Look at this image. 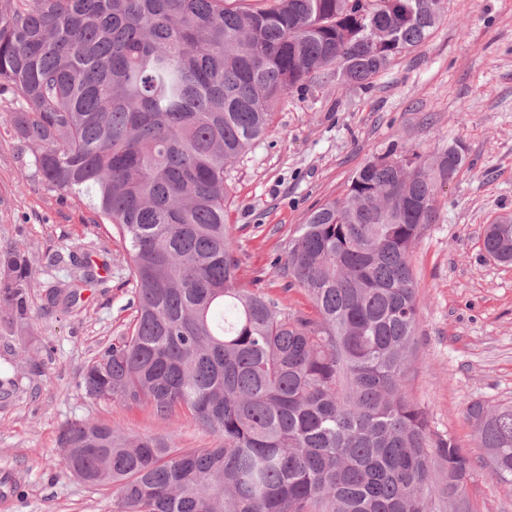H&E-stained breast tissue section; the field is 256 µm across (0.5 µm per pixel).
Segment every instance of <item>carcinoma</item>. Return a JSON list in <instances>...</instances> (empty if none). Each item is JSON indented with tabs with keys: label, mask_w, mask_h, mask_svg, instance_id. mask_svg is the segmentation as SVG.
<instances>
[{
	"label": "carcinoma",
	"mask_w": 512,
	"mask_h": 512,
	"mask_svg": "<svg viewBox=\"0 0 512 512\" xmlns=\"http://www.w3.org/2000/svg\"><path fill=\"white\" fill-rule=\"evenodd\" d=\"M448 0H0V120L59 196L126 249L136 315L85 365L94 400L189 413L214 436L187 451L73 421L68 467L112 489L116 512H470L472 459L407 398L416 345L411 253L435 219L448 153L363 166L313 209L282 269L314 314L240 285L224 169L290 91L368 86L425 43ZM483 247L512 262V218ZM77 278L47 285L70 310ZM30 257L0 250V321L33 327ZM491 475L512 488V404L466 409ZM443 483L433 485L434 470Z\"/></svg>",
	"instance_id": "1"
}]
</instances>
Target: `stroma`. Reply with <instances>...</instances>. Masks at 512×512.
Returning <instances> with one entry per match:
<instances>
[{"instance_id": "1", "label": "stroma", "mask_w": 512, "mask_h": 512, "mask_svg": "<svg viewBox=\"0 0 512 512\" xmlns=\"http://www.w3.org/2000/svg\"><path fill=\"white\" fill-rule=\"evenodd\" d=\"M463 144L465 165L442 185L437 218L412 252L417 283L416 351L406 390L429 427L471 453V512H512V490L491 477L467 406L512 402V265L490 259L484 229L512 216V0H448V16L426 42L371 87L327 82L286 95L267 134L225 173L226 208L241 284L290 313H312L304 291L277 269L289 240L315 206L342 196L353 175L387 153L433 157ZM89 201L43 187L33 156L0 123V247L24 250L39 282L31 291L38 330L0 340V473L17 482L0 512H114L110 490L65 468L60 430L87 419L132 436L175 435L182 448L213 438L183 411L89 399L81 374L118 341L135 315L120 240L90 225ZM81 249L94 269L109 267V288L82 284L80 314L47 308L45 282L65 278L52 255Z\"/></svg>"}]
</instances>
